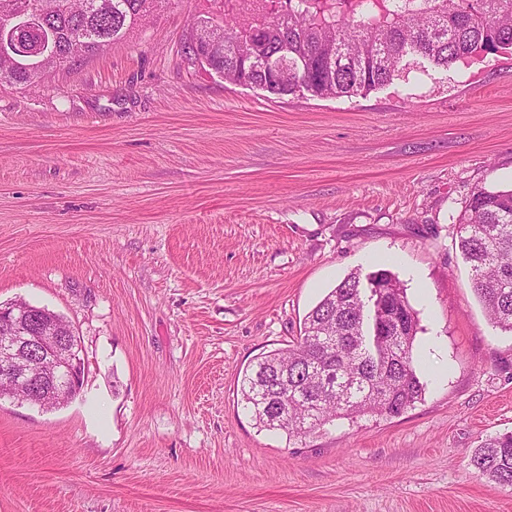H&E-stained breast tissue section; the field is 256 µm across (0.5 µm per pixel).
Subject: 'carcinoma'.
Wrapping results in <instances>:
<instances>
[{
	"mask_svg": "<svg viewBox=\"0 0 512 512\" xmlns=\"http://www.w3.org/2000/svg\"><path fill=\"white\" fill-rule=\"evenodd\" d=\"M111 10L79 17L67 0H0V22L39 13L47 40L22 66L0 54V85L48 81L71 63L67 43L85 57L121 42L164 0H109ZM201 30L214 18L224 41L201 49L198 66L224 81L282 97L352 98L391 84L415 66L434 79L480 54L512 50V0H207ZM457 246L472 288L492 323L512 334V189L472 192ZM389 284L384 314L360 315L368 289ZM417 313L387 269L347 275L305 316L288 347L243 371L241 401L255 424L300 440L337 419L395 417L421 399L414 352ZM479 475L512 487V434L475 449Z\"/></svg>",
	"mask_w": 512,
	"mask_h": 512,
	"instance_id": "cac0c4a2",
	"label": "carcinoma"
}]
</instances>
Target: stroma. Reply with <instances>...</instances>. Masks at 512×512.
<instances>
[{"label":"stroma","instance_id":"1","mask_svg":"<svg viewBox=\"0 0 512 512\" xmlns=\"http://www.w3.org/2000/svg\"><path fill=\"white\" fill-rule=\"evenodd\" d=\"M206 0L0 86V304L64 317L85 359L55 409L0 400V512H512L471 457L512 433V335L455 240L512 187V53L364 96L277 98L187 64ZM418 313L421 401L305 439L256 427L243 370L355 269Z\"/></svg>","mask_w":512,"mask_h":512}]
</instances>
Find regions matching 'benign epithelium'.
<instances>
[{
    "label": "benign epithelium",
    "instance_id": "benign-epithelium-1",
    "mask_svg": "<svg viewBox=\"0 0 512 512\" xmlns=\"http://www.w3.org/2000/svg\"><path fill=\"white\" fill-rule=\"evenodd\" d=\"M39 18L25 15L12 20L0 40L3 53H25L28 37L38 32ZM82 349L73 329L59 314L25 301L0 305V383L19 384L28 396L0 389L7 397L33 403L47 393L69 403L82 390L85 375Z\"/></svg>",
    "mask_w": 512,
    "mask_h": 512
}]
</instances>
